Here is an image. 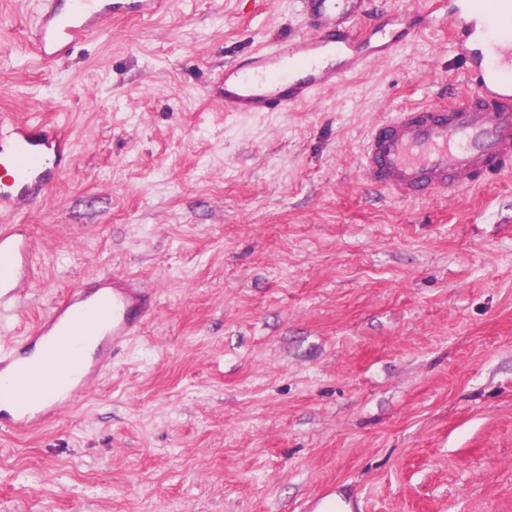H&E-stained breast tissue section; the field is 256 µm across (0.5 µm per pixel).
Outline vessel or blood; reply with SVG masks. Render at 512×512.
<instances>
[{
    "instance_id": "1",
    "label": "vessel or blood",
    "mask_w": 512,
    "mask_h": 512,
    "mask_svg": "<svg viewBox=\"0 0 512 512\" xmlns=\"http://www.w3.org/2000/svg\"><path fill=\"white\" fill-rule=\"evenodd\" d=\"M331 24L315 37L261 49L224 74L228 112L287 110L348 74L392 54L416 29L447 24L454 50L472 87L445 106H411L369 134L363 171L369 185L400 199L456 192L512 171V0H424L414 21L397 11L372 29L354 28L335 15L331 0H317ZM168 0H42L37 24L27 31L40 58L68 52L98 32L103 19L134 10L165 11ZM65 141L39 121L0 122V215L41 199L62 173ZM30 253L26 241L0 228V306L11 299ZM150 309L132 278L106 274L96 287L77 286L52 305L30 341L44 361L25 365L16 347L0 354V429L28 432L73 404L109 363L113 346L127 340ZM99 346L92 359L82 348Z\"/></svg>"
}]
</instances>
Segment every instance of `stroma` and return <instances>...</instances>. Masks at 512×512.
I'll return each mask as SVG.
<instances>
[{"mask_svg":"<svg viewBox=\"0 0 512 512\" xmlns=\"http://www.w3.org/2000/svg\"><path fill=\"white\" fill-rule=\"evenodd\" d=\"M40 9L0 0V116L72 155L18 218L0 352L103 273L153 312L74 405L0 429V512H512V173L415 202L360 171L379 122L468 92L447 30L231 114L214 80L308 36L303 0H173L45 60Z\"/></svg>","mask_w":512,"mask_h":512,"instance_id":"obj_1","label":"stroma"}]
</instances>
